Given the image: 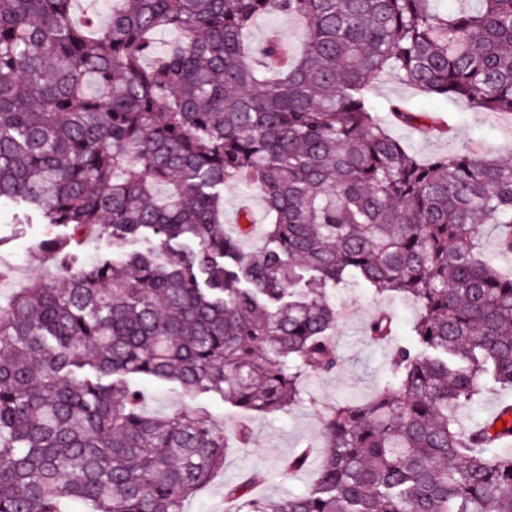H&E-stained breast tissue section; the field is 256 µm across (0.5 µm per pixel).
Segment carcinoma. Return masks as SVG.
Instances as JSON below:
<instances>
[{
  "label": "carcinoma",
  "mask_w": 512,
  "mask_h": 512,
  "mask_svg": "<svg viewBox=\"0 0 512 512\" xmlns=\"http://www.w3.org/2000/svg\"><path fill=\"white\" fill-rule=\"evenodd\" d=\"M73 2L0 0V202L65 233L45 246L60 277L0 310V512H184L224 467V429L199 407L144 413L135 380L281 412L339 366L324 286L351 279L415 302L413 339L373 398L324 415L308 490L265 501L252 473L225 499L512 512V423L459 420L484 380L512 389V273L481 247L512 224V159L461 145L424 162L370 100L391 77L512 115V0H104L98 27L73 24ZM272 15L303 21L299 54L246 42ZM228 184L261 194L256 251L250 212L226 224ZM91 234L163 249L65 257ZM306 273L316 287H295ZM367 333L390 340L391 316Z\"/></svg>",
  "instance_id": "cac0c4a2"
}]
</instances>
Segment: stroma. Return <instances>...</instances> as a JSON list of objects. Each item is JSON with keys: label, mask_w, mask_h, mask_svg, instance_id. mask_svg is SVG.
<instances>
[{"label": "stroma", "mask_w": 512, "mask_h": 512, "mask_svg": "<svg viewBox=\"0 0 512 512\" xmlns=\"http://www.w3.org/2000/svg\"><path fill=\"white\" fill-rule=\"evenodd\" d=\"M277 38L296 54L301 48L299 22L284 15L266 16L248 31L250 42L259 44ZM393 100L407 101L416 111L434 117L449 118L452 130L444 136H426L404 125H389V132L400 138L421 159L447 154L462 144L475 152L494 157L512 155V117L473 108L464 101H446L422 95L417 89L386 78L374 85L372 102L379 119H387V105ZM21 208L12 202L0 204V272L12 271L9 287L0 288V303H8L14 289L24 287L45 268L38 247L42 240L56 236V229L30 220L19 223ZM332 299L340 312L333 336L341 358L339 368L326 376L310 377L301 403L269 415L247 413L207 395L197 398L224 425L231 444L226 450L224 467L196 495L186 500L184 512H224V492L250 471L264 473V481L255 494L264 499H280L299 494L313 483L316 470L308 468L283 477L282 459L306 446L321 443L322 417L329 408L344 400L370 399L384 377L396 344L409 338L416 313L413 302L392 295L378 296L369 288L348 283L332 289ZM389 313L395 336L385 344L374 343L365 332L368 322L378 313ZM248 422L252 435L247 445L234 444L241 422Z\"/></svg>", "instance_id": "obj_1"}]
</instances>
